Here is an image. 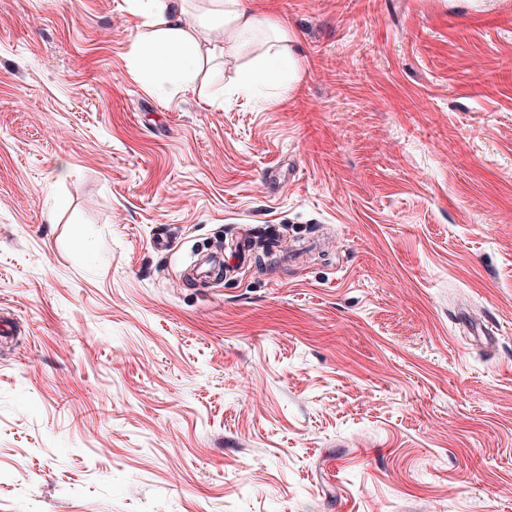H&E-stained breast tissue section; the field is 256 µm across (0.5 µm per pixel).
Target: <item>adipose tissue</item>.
<instances>
[{
  "label": "adipose tissue",
  "instance_id": "ef3b65f1",
  "mask_svg": "<svg viewBox=\"0 0 512 512\" xmlns=\"http://www.w3.org/2000/svg\"><path fill=\"white\" fill-rule=\"evenodd\" d=\"M153 27L152 38L134 51V71L139 80L157 95L186 86L206 55L238 54L246 50L266 22L255 0H213L218 36L210 38V26L189 19L186 0H140ZM295 80L291 55L265 56L254 69L245 70L242 88L257 93L270 82L290 88Z\"/></svg>",
  "mask_w": 512,
  "mask_h": 512
}]
</instances>
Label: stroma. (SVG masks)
Segmentation results:
<instances>
[{
  "label": "stroma",
  "instance_id": "stroma-1",
  "mask_svg": "<svg viewBox=\"0 0 512 512\" xmlns=\"http://www.w3.org/2000/svg\"><path fill=\"white\" fill-rule=\"evenodd\" d=\"M259 5L0 0V512H512V0ZM142 4L155 27L152 38L134 51V71L152 92L165 96L186 86L206 55L239 54L263 28H271L258 13L255 0H210L219 20L214 26L189 20L186 0H134ZM219 31L211 39L206 31ZM294 80V62L291 55L276 52L266 55L257 68L245 70L240 84L242 88L257 93L267 83L278 82L288 91Z\"/></svg>",
  "mask_w": 512,
  "mask_h": 512
}]
</instances>
